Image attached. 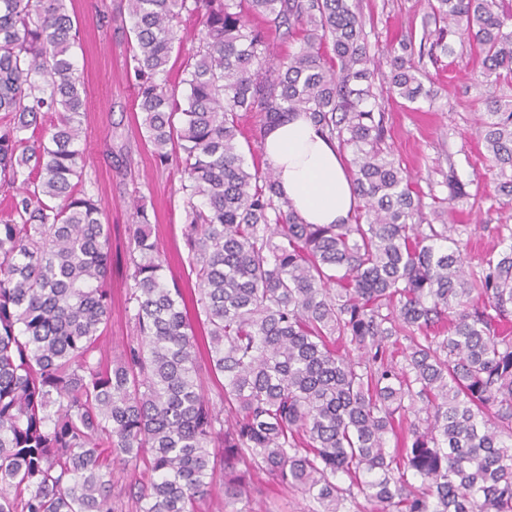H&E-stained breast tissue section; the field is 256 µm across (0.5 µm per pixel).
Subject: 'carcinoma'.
<instances>
[{
    "label": "carcinoma",
    "instance_id": "1",
    "mask_svg": "<svg viewBox=\"0 0 512 512\" xmlns=\"http://www.w3.org/2000/svg\"><path fill=\"white\" fill-rule=\"evenodd\" d=\"M427 5L434 30L399 41L383 91L356 0H125L141 126L184 174L195 280H166L133 204L135 339L108 363L109 230L78 188L79 30L67 0H0V512H200L217 488L224 512H253L259 472L311 512L360 495L376 512H512V225L465 273L469 225L444 217L469 193L451 168L448 195L423 201L380 102L433 101L426 63L468 41L489 90V200L511 204L512 101L495 90L512 88V4ZM274 36L299 48L280 57ZM243 112L262 133L303 112L351 154L349 222L304 223L273 169L246 164ZM112 457L149 479L118 485Z\"/></svg>",
    "mask_w": 512,
    "mask_h": 512
}]
</instances>
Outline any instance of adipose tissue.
Returning <instances> with one entry per match:
<instances>
[{
  "label": "adipose tissue",
  "instance_id": "adipose-tissue-1",
  "mask_svg": "<svg viewBox=\"0 0 512 512\" xmlns=\"http://www.w3.org/2000/svg\"><path fill=\"white\" fill-rule=\"evenodd\" d=\"M291 208L308 224L347 222L359 200L336 145L303 114L271 127L262 143Z\"/></svg>",
  "mask_w": 512,
  "mask_h": 512
}]
</instances>
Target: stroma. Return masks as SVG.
<instances>
[{"label": "stroma", "instance_id": "1", "mask_svg": "<svg viewBox=\"0 0 512 512\" xmlns=\"http://www.w3.org/2000/svg\"><path fill=\"white\" fill-rule=\"evenodd\" d=\"M375 61L389 72L387 51L402 36L421 39L428 12L425 0H357ZM120 0H72L69 10L79 28L74 59L87 89L81 146L87 157L84 183L93 192L111 226L112 312L98 342V353L112 359L134 334L133 309L126 302V251L133 199L153 215V236L168 265L166 278L186 281L189 266L181 258L184 226L182 173L176 166L156 165L133 91L130 21ZM481 68L470 50L458 52L450 69L428 67V86L438 89L435 103L409 104L400 98L385 103L387 145L393 150L421 193L446 194L449 171H456L468 191L491 194L494 175L476 133L475 121L487 109ZM512 220V205L478 210L457 204L454 221L473 225L462 250L467 268H475L488 252L498 249L495 225ZM268 490L254 512H309L311 501L301 492L283 489L267 475Z\"/></svg>", "mask_w": 512, "mask_h": 512}]
</instances>
